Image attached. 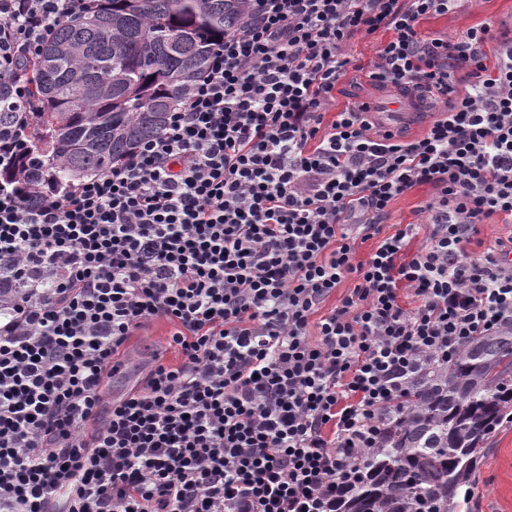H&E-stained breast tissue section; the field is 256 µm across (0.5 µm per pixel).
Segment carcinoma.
I'll return each instance as SVG.
<instances>
[{"label": "carcinoma", "mask_w": 512, "mask_h": 512, "mask_svg": "<svg viewBox=\"0 0 512 512\" xmlns=\"http://www.w3.org/2000/svg\"><path fill=\"white\" fill-rule=\"evenodd\" d=\"M42 46L31 73L36 112H12L0 86V139L23 133L0 183L26 196L98 174L145 138L206 72L244 0H94ZM512 415V328L466 344L416 380L383 445L336 512H455L468 500L490 434Z\"/></svg>", "instance_id": "obj_1"}]
</instances>
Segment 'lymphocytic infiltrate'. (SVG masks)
I'll return each mask as SVG.
<instances>
[{"instance_id":"f902f5d3","label":"lymphocytic infiltrate","mask_w":512,"mask_h":512,"mask_svg":"<svg viewBox=\"0 0 512 512\" xmlns=\"http://www.w3.org/2000/svg\"><path fill=\"white\" fill-rule=\"evenodd\" d=\"M459 2L247 0L162 133L34 202L0 187V512H332L412 382L512 322V253L469 249L512 217V37L490 68L492 22L421 32ZM90 3L0 0L15 111L24 61ZM381 29L373 79L442 102L420 138L328 114ZM421 185L423 224L381 235ZM158 320L166 355L104 406Z\"/></svg>"}]
</instances>
